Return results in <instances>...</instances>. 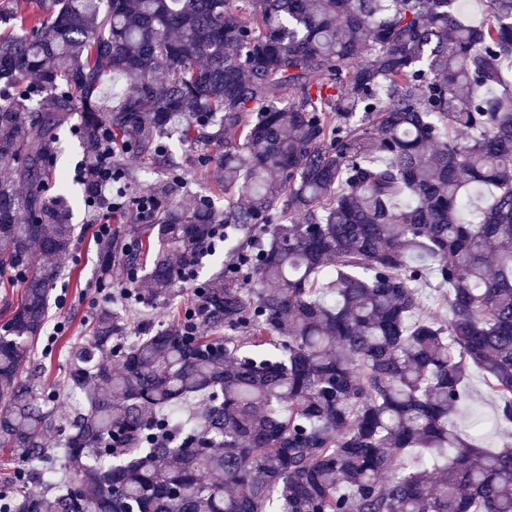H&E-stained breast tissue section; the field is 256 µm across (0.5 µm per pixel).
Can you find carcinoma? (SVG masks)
<instances>
[{"instance_id":"cac0c4a2","label":"carcinoma","mask_w":512,"mask_h":512,"mask_svg":"<svg viewBox=\"0 0 512 512\" xmlns=\"http://www.w3.org/2000/svg\"><path fill=\"white\" fill-rule=\"evenodd\" d=\"M453 2L0 0V512H512V0ZM75 111L86 197L125 189L98 285L117 261L170 295L221 243L224 270L131 343L111 305L84 322L68 411L30 353ZM173 135L224 207L175 204ZM472 367L497 448L453 422Z\"/></svg>"}]
</instances>
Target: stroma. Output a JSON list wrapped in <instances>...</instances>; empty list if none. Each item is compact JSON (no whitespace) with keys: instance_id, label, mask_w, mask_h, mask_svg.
Listing matches in <instances>:
<instances>
[{"instance_id":"35a3bbf8","label":"stroma","mask_w":512,"mask_h":512,"mask_svg":"<svg viewBox=\"0 0 512 512\" xmlns=\"http://www.w3.org/2000/svg\"><path fill=\"white\" fill-rule=\"evenodd\" d=\"M61 153L57 159V167L66 175V196L73 210V221L82 227V237L66 261L69 270L80 273L76 282H68L64 291L67 296L65 307H52L50 323H63L64 329L56 337L51 347L37 345L32 351L35 359L43 361L47 368V384L63 386L68 373L67 355L74 344L84 342L85 334L81 330V320L90 318L103 304L107 303L109 293L120 292L127 282L122 270H114L110 289L97 288L98 276V240L94 232V224L98 213L85 203L84 187L77 183L83 150L73 128L66 127L60 132ZM468 389L471 402L468 409L463 410L457 419L462 433L477 435L487 446L494 447L501 443L502 436L494 426L476 427L475 415L492 418L495 413V402L488 389L484 375L479 369H471L468 377Z\"/></svg>"}]
</instances>
